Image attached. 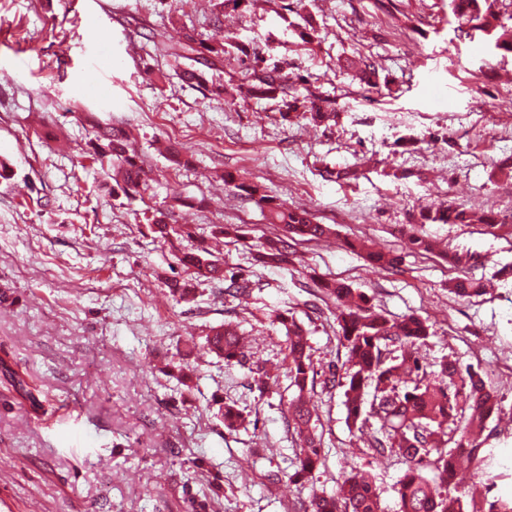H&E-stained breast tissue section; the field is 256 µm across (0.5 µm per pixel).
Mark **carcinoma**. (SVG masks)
<instances>
[{"label":"carcinoma","instance_id":"1","mask_svg":"<svg viewBox=\"0 0 512 512\" xmlns=\"http://www.w3.org/2000/svg\"><path fill=\"white\" fill-rule=\"evenodd\" d=\"M250 0H216L213 4L214 22L223 24L224 9L245 11ZM512 0H448L458 27L470 38L482 37L499 51L512 54V41L501 38L498 30L505 28L503 19L512 20L505 8ZM154 49L178 61L189 59L196 67L183 72L189 83L206 81V72L219 70L227 54H242L250 60L249 82L245 93L252 99H273L280 104L283 115L310 114L315 121L324 122L335 113L316 103L312 91L303 94L298 85L283 76L278 63L268 62L259 51L253 52L239 44L224 45L207 42L192 34L172 42L161 32L150 36ZM83 158L92 162H107L116 173L112 193L122 192L131 199L139 193L145 171L138 155L129 143L127 131L112 123H93V136ZM224 182L256 203L271 224L278 225L282 234L261 244L258 260L264 264L288 261V239L298 236L316 241L330 232V227L315 220L304 209H292L260 192V189L231 174ZM155 237L161 240L191 235L190 228L178 223L174 209L144 213ZM481 222L493 233L505 228L489 216H478L462 205H441L422 215L424 224H473ZM346 246L365 253L371 264L390 270L400 263V256L371 249L363 240H350ZM186 276L165 282L173 295L189 299L195 283L204 278L224 286V294L238 298L251 295L252 281L236 274L228 275L224 263L212 258L202 249L186 253L179 259ZM323 296L336 304L337 336L346 349V368L329 366L324 385L343 389L344 405L352 424L363 423L365 396L372 395L368 416L379 423L381 436L373 435L369 446L378 453L389 452L403 459L406 470L395 487L399 512H485L478 507L475 491L460 474L459 460L472 470L474 482L492 469L490 453L479 441L488 420L499 409L497 395L487 389L484 380L472 368H462L453 361L440 364L438 378H430L427 368L417 356V343L431 336L426 321L411 314L391 321L375 310L372 298L356 293L339 280H323L318 284ZM451 293L460 298L486 294L480 280L457 279ZM286 329L288 377L297 396L288 408V426L297 436V470L294 477L305 482L322 464L321 436L311 424L312 411L305 391L313 371L310 346L303 327L295 320L293 311L286 309L276 316ZM207 348L224 359L228 366L241 365L246 359L242 337L236 327L224 324L213 328L206 339ZM454 443V448L445 445ZM432 469L430 479L426 469ZM308 512H381L380 493L372 479L360 472L344 477L333 494L313 493Z\"/></svg>","mask_w":512,"mask_h":512}]
</instances>
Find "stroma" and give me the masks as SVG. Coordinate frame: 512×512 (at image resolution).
<instances>
[{"label": "stroma", "mask_w": 512, "mask_h": 512, "mask_svg": "<svg viewBox=\"0 0 512 512\" xmlns=\"http://www.w3.org/2000/svg\"><path fill=\"white\" fill-rule=\"evenodd\" d=\"M211 13L210 0H0V158L13 171L0 179V512H290L354 468L372 475L384 512H396L405 464L375 454L367 438L378 423L349 425L342 390L319 380L309 396L324 463L309 482L291 480L285 416L295 390L275 315L292 308L316 373L344 363L335 305L306 303V286L323 278L348 281L389 319H426L433 334L418 352L428 370L448 360L480 371L501 406L485 446L509 466L494 494L511 499L512 278L495 273L512 264V56L459 38L448 0H261L252 12L225 11L220 27ZM306 19L309 44L297 30ZM155 30L258 47L337 117L315 126L283 119L277 101L245 98L238 57L219 77L233 96L185 83L189 60L156 56ZM103 46L111 92L83 96ZM362 58L374 82L356 78ZM86 112L130 132L147 172L139 198L112 196L107 168L83 158ZM175 143L189 165L169 162ZM228 171L309 211L332 236L296 242L287 265L261 264L260 244L278 229L225 184ZM30 196L47 207L28 206ZM450 203L504 228L421 223L423 209ZM148 206L175 208L192 238L155 239ZM220 224L242 227L219 257L254 282L252 294L241 301L205 281L176 301L165 282L179 256L210 244ZM412 224L472 265L414 249ZM356 238L399 255L397 270L348 249ZM465 276L494 288L458 298L448 284ZM226 322L249 341L245 364L225 366L206 350L211 327ZM225 404L244 427L225 428Z\"/></svg>", "instance_id": "stroma-1"}]
</instances>
